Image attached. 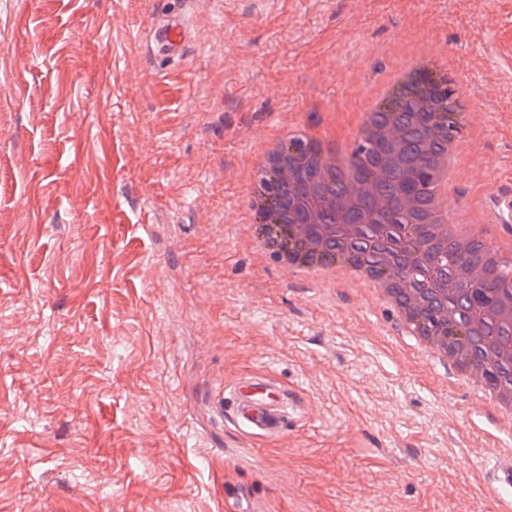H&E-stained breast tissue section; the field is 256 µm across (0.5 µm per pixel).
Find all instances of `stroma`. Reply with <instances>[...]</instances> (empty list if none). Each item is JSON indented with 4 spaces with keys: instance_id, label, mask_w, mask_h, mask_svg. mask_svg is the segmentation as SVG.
Segmentation results:
<instances>
[{
    "instance_id": "stroma-1",
    "label": "stroma",
    "mask_w": 512,
    "mask_h": 512,
    "mask_svg": "<svg viewBox=\"0 0 512 512\" xmlns=\"http://www.w3.org/2000/svg\"><path fill=\"white\" fill-rule=\"evenodd\" d=\"M423 39L480 99L450 187L478 216L512 170V0H0V512H512L492 409L237 209L259 137L346 139ZM254 372L315 415L245 441L221 399ZM162 16L163 20L160 27H155V18L153 19L148 31L150 40L159 34L171 52H181L186 39L184 15L166 13ZM488 482L493 491H512V455L494 457L487 466Z\"/></svg>"
}]
</instances>
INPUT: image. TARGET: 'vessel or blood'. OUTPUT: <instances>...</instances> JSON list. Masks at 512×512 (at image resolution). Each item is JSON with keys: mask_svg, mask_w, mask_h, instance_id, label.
I'll return each instance as SVG.
<instances>
[{"mask_svg": "<svg viewBox=\"0 0 512 512\" xmlns=\"http://www.w3.org/2000/svg\"><path fill=\"white\" fill-rule=\"evenodd\" d=\"M149 36H161L170 51H181L186 39L185 18L164 14L162 24L150 28ZM494 223L512 222V192L500 191L487 201ZM297 399L278 385L261 377H249L224 391V417L249 441L276 439L300 411ZM488 482L493 491H512V455L494 457L487 466Z\"/></svg>", "mask_w": 512, "mask_h": 512, "instance_id": "obj_1", "label": "vessel or blood"}]
</instances>
